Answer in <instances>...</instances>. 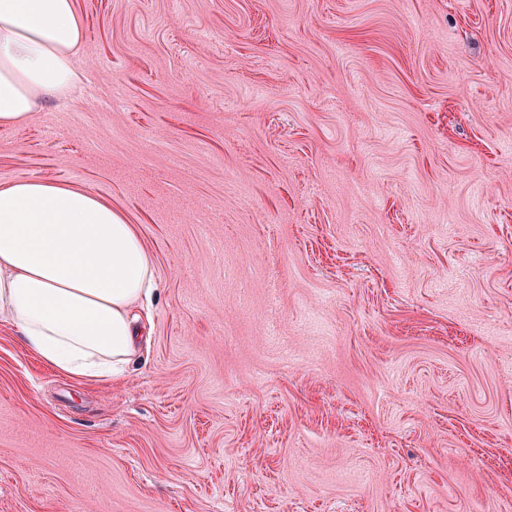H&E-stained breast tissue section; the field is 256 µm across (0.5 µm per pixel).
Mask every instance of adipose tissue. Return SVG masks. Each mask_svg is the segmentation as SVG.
I'll return each mask as SVG.
<instances>
[{"mask_svg": "<svg viewBox=\"0 0 512 512\" xmlns=\"http://www.w3.org/2000/svg\"><path fill=\"white\" fill-rule=\"evenodd\" d=\"M83 39L77 0H0V126L68 89ZM155 264L134 227L86 191L24 177L0 187V319L58 373H124L146 340L136 309Z\"/></svg>", "mask_w": 512, "mask_h": 512, "instance_id": "ef3b65f1", "label": "adipose tissue"}]
</instances>
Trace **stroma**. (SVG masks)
Instances as JSON below:
<instances>
[{"label":"stroma","mask_w":512,"mask_h":512,"mask_svg":"<svg viewBox=\"0 0 512 512\" xmlns=\"http://www.w3.org/2000/svg\"><path fill=\"white\" fill-rule=\"evenodd\" d=\"M0 187L155 262L79 382L0 320V512H512V0H77Z\"/></svg>","instance_id":"35a3bbf8"}]
</instances>
